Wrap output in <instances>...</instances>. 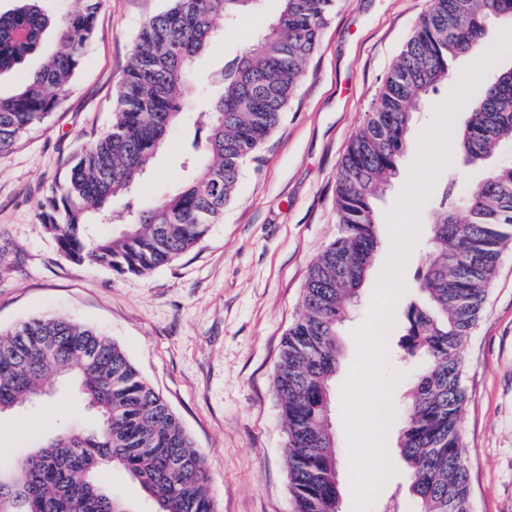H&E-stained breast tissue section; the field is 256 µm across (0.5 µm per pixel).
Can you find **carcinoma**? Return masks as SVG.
I'll return each mask as SVG.
<instances>
[{"instance_id": "1", "label": "carcinoma", "mask_w": 512, "mask_h": 512, "mask_svg": "<svg viewBox=\"0 0 512 512\" xmlns=\"http://www.w3.org/2000/svg\"><path fill=\"white\" fill-rule=\"evenodd\" d=\"M0 11V74L55 49L0 95V155L62 104L97 35L103 0H73L56 11L46 0H14ZM275 19L224 70L219 93L197 111L207 130L193 141L191 177L163 201L138 206L128 194L182 120L181 94L194 61L254 0H173L136 34L131 63L113 102L112 126L77 153L50 189L43 223L75 265L146 277L194 249L234 198L307 73L335 0H282ZM512 27V0H431L430 8L379 86L336 175L340 230L310 269L303 309L288 329L273 378L288 441L294 512H338L331 382L340 330L379 245L375 200L396 175L417 104L448 79L460 56L483 45L488 19ZM472 101L455 133L467 164L484 177L431 213L420 275L423 307L407 313L404 354L420 365L398 439L419 512H471L460 416L466 402L461 349L472 334L503 246L512 241V67ZM119 222L105 235L101 224ZM71 377L98 425L64 428L0 470V512H131L104 490L97 473L126 471L156 512H217L203 456L176 414L128 359L94 328L41 317L0 330V412L47 393L52 377Z\"/></svg>"}]
</instances>
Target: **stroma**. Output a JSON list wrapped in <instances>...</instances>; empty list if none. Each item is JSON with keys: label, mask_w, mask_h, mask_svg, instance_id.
<instances>
[{"label": "stroma", "mask_w": 512, "mask_h": 512, "mask_svg": "<svg viewBox=\"0 0 512 512\" xmlns=\"http://www.w3.org/2000/svg\"><path fill=\"white\" fill-rule=\"evenodd\" d=\"M170 4L104 0L98 35L62 106L0 155V328L54 314L99 329L181 420L205 459L220 512H293L287 436L272 376L282 340L301 311L309 270L339 234L336 171L430 0H337L278 129L258 159L247 163L221 221L193 250L145 278L71 264L41 221L42 205L76 150L110 128L112 99L131 62L135 35ZM281 6L282 0H263L260 14L225 26L222 40L198 59L182 101L184 120L134 188V202L159 201L189 175L183 162L199 98L218 91L225 63L243 47L240 29L259 32ZM471 61L458 58L447 82L416 109L398 171L377 203L380 244L343 329L336 383H343L354 360L352 331L363 321L391 254L388 214L410 178L419 137ZM451 159L420 208L418 240L404 267L405 291L387 334L388 368L401 375L391 392L397 418L386 437L395 472L370 512H418L398 449L399 417L409 403L414 370L400 341L409 307L421 300L419 272L432 208L446 190L462 191L483 176L461 153ZM462 358L467 400L460 428L472 512H512V243L502 250ZM94 420L76 387L56 382L51 395L0 413V464L11 465L60 425ZM99 480L131 512H154L125 471L104 469Z\"/></svg>", "instance_id": "35a3bbf8"}]
</instances>
